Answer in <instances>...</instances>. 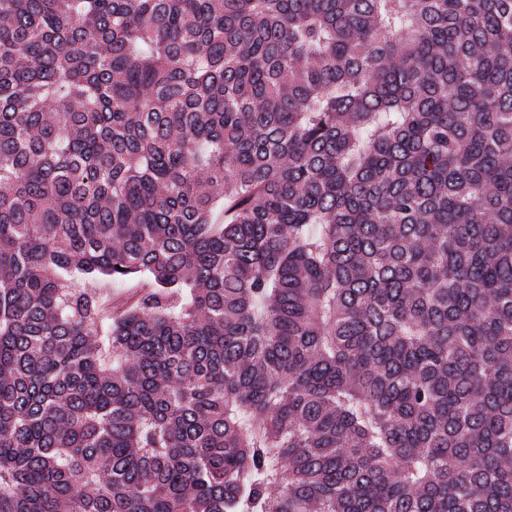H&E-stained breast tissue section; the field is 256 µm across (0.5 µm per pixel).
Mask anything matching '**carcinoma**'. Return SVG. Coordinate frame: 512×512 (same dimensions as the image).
I'll return each mask as SVG.
<instances>
[{
  "label": "carcinoma",
  "instance_id": "obj_1",
  "mask_svg": "<svg viewBox=\"0 0 512 512\" xmlns=\"http://www.w3.org/2000/svg\"><path fill=\"white\" fill-rule=\"evenodd\" d=\"M0 512H512V0H0Z\"/></svg>",
  "mask_w": 512,
  "mask_h": 512
}]
</instances>
